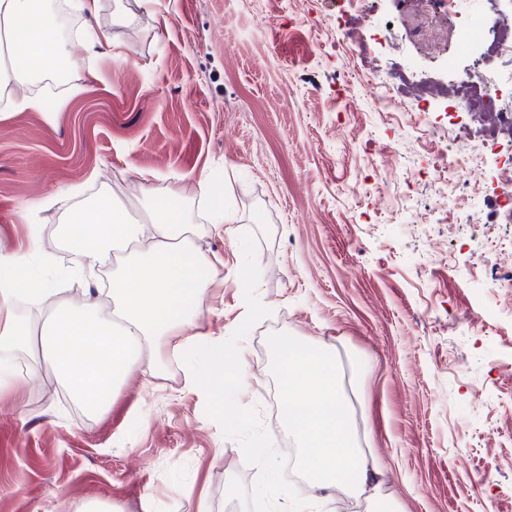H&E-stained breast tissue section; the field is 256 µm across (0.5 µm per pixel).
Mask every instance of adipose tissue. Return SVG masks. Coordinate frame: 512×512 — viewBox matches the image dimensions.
I'll use <instances>...</instances> for the list:
<instances>
[{
  "label": "adipose tissue",
  "instance_id": "1",
  "mask_svg": "<svg viewBox=\"0 0 512 512\" xmlns=\"http://www.w3.org/2000/svg\"><path fill=\"white\" fill-rule=\"evenodd\" d=\"M58 36V16L44 0H0V86L23 87L70 59ZM73 189L55 196L69 205ZM70 207V205H69ZM56 234L73 248L71 267L56 266L31 232L27 249H0V396L29 378L14 357L40 344L42 361L89 413L102 414L132 372L156 376L163 359L198 351L212 368L195 374L192 387L223 408L221 379L252 391L256 379L241 354L214 340L197 321V307L214 284L208 258L197 251L181 206L131 221L127 210L104 198L70 207ZM115 266L111 309L96 300L56 301L54 281H98ZM283 376L284 413L305 449L303 468L320 490L365 494L373 483L367 455L349 425L335 356L312 342L276 335L269 339Z\"/></svg>",
  "mask_w": 512,
  "mask_h": 512
}]
</instances>
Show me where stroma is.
Segmentation results:
<instances>
[{
  "label": "stroma",
  "instance_id": "stroma-1",
  "mask_svg": "<svg viewBox=\"0 0 512 512\" xmlns=\"http://www.w3.org/2000/svg\"><path fill=\"white\" fill-rule=\"evenodd\" d=\"M106 41L86 47L41 109L0 116V248L43 231V252L69 254L56 228L72 205L107 195L131 211L179 197L196 247L222 281L199 305L211 337L233 341L259 384L230 392L225 423L169 358L151 383L133 373L104 414H86L37 351L30 383L0 397V512H295L312 478H291L297 451L272 403L282 378L267 345L279 332L335 351L360 436L404 512H512V294L484 286L490 243L512 227L465 222L492 180L486 162L453 212H421L433 149L415 143L446 122L455 87L437 29L403 0H96ZM461 68L500 86L512 59L471 47ZM380 71L387 89L359 80ZM402 153L387 192L375 149ZM207 175L239 216L237 242L208 220ZM42 202L35 214L21 203ZM253 288L237 287L253 257ZM262 314L248 316L250 303Z\"/></svg>",
  "mask_w": 512,
  "mask_h": 512
}]
</instances>
